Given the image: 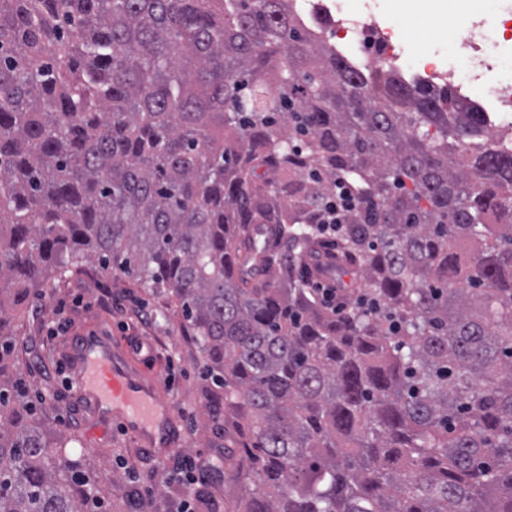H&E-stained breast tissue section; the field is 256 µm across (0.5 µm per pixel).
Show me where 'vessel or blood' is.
Masks as SVG:
<instances>
[{
    "instance_id": "obj_1",
    "label": "vessel or blood",
    "mask_w": 512,
    "mask_h": 512,
    "mask_svg": "<svg viewBox=\"0 0 512 512\" xmlns=\"http://www.w3.org/2000/svg\"><path fill=\"white\" fill-rule=\"evenodd\" d=\"M72 382L86 403L111 410L138 447L167 454L179 446L171 403L151 369H140L127 353L112 348L109 328L75 338L69 347Z\"/></svg>"
}]
</instances>
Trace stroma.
<instances>
[{
  "instance_id": "1",
  "label": "stroma",
  "mask_w": 512,
  "mask_h": 512,
  "mask_svg": "<svg viewBox=\"0 0 512 512\" xmlns=\"http://www.w3.org/2000/svg\"><path fill=\"white\" fill-rule=\"evenodd\" d=\"M104 324L129 345L143 344L160 375L183 433L178 450L156 456L133 446L111 416L89 408L72 385L67 345ZM14 372L42 415L50 440L66 437L60 456L90 458L92 490H104L112 512H181V472L195 466L192 512H235L245 478L238 450L248 439L242 414L225 410L222 389L206 374L178 304L139 288L135 279L83 263L61 287L14 311Z\"/></svg>"
}]
</instances>
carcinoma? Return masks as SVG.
Segmentation results:
<instances>
[{"instance_id":"1","label":"carcinoma","mask_w":512,"mask_h":512,"mask_svg":"<svg viewBox=\"0 0 512 512\" xmlns=\"http://www.w3.org/2000/svg\"><path fill=\"white\" fill-rule=\"evenodd\" d=\"M294 2L0 0V512L103 507L8 374L85 259L248 409L236 512H512V137Z\"/></svg>"}]
</instances>
